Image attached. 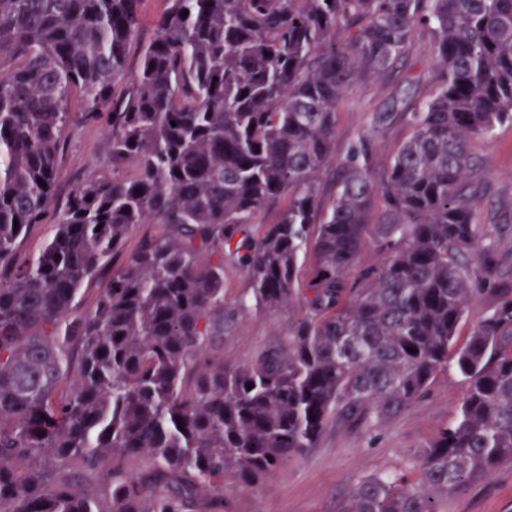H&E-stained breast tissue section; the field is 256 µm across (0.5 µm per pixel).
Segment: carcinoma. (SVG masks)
I'll list each match as a JSON object with an SVG mask.
<instances>
[{"label":"carcinoma","instance_id":"carcinoma-1","mask_svg":"<svg viewBox=\"0 0 512 512\" xmlns=\"http://www.w3.org/2000/svg\"><path fill=\"white\" fill-rule=\"evenodd\" d=\"M142 2L0 0V512H230L227 480L260 483L333 418L401 412L451 364L468 390L419 477H363L340 509L442 512L433 491L512 459V284L478 240L473 151L512 122V0H166L128 74ZM418 29L437 73L409 111L374 116L412 129L377 182L363 145L333 161L336 116ZM75 95L112 169L76 185L18 263ZM138 224L164 232L130 250ZM368 240L385 260L351 282ZM229 265L250 285L234 310ZM489 286L497 305L459 342ZM286 305L300 316L280 347L202 362L224 322Z\"/></svg>","mask_w":512,"mask_h":512}]
</instances>
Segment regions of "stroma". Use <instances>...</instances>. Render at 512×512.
<instances>
[{
	"label": "stroma",
	"instance_id": "35a3bbf8",
	"mask_svg": "<svg viewBox=\"0 0 512 512\" xmlns=\"http://www.w3.org/2000/svg\"><path fill=\"white\" fill-rule=\"evenodd\" d=\"M433 75L430 37L416 32L403 67L393 76L359 82L347 92L337 115L336 158L366 141L374 156L372 175L381 177L411 129L398 121L373 130L372 113L400 112L407 102L423 99ZM474 149L481 160L477 175L488 188L477 210V231L495 263L507 271L512 269V123L476 139ZM110 166L104 130L73 123L63 142L47 217L31 228L20 258L31 257L52 236L72 189L91 172ZM298 315L288 306L238 315L214 338L210 356L229 365L245 364L256 352L279 346ZM466 387L451 367L399 414L357 427L329 422L317 448L293 457L256 486L228 489L232 512H339L360 478L412 473L423 449L457 420ZM440 507L442 512H512V460L502 461L491 476L442 495Z\"/></svg>",
	"mask_w": 512,
	"mask_h": 512
}]
</instances>
